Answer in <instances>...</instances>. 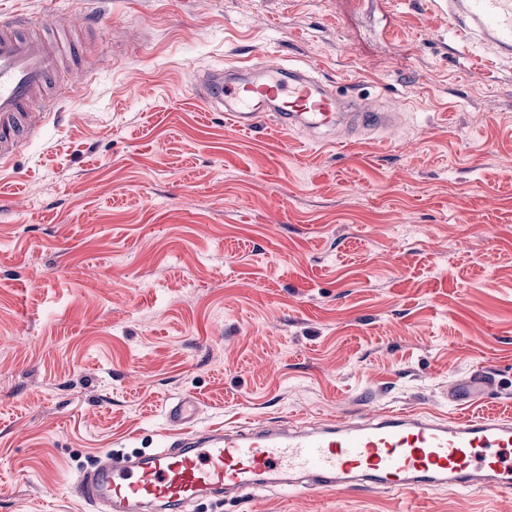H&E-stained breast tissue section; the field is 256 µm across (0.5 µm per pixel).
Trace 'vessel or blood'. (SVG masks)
Masks as SVG:
<instances>
[{
    "instance_id": "1",
    "label": "vessel or blood",
    "mask_w": 512,
    "mask_h": 512,
    "mask_svg": "<svg viewBox=\"0 0 512 512\" xmlns=\"http://www.w3.org/2000/svg\"><path fill=\"white\" fill-rule=\"evenodd\" d=\"M448 23L461 40L482 34L501 54L512 53V0H448ZM19 15L0 19V162H8L41 127L42 112L57 107L54 85L71 59L67 19L47 17L42 32ZM256 81L238 68L212 69L198 95L225 110L235 129L252 131L274 113L284 131L305 127L325 141H350L357 130L389 129L397 115L368 100L343 104L333 85L310 70L261 53ZM489 380L475 374L448 394L465 403L485 397ZM197 398L184 394L164 407L172 433L150 454L105 451L74 480V496L95 512H186L206 496L257 492L276 484L285 491L350 487L414 492L438 485L467 490L479 485L512 492V420L486 414L457 420L421 412L380 411L294 427L280 422L196 427Z\"/></svg>"
}]
</instances>
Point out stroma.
<instances>
[{
	"label": "stroma",
	"instance_id": "35a3bbf8",
	"mask_svg": "<svg viewBox=\"0 0 512 512\" xmlns=\"http://www.w3.org/2000/svg\"><path fill=\"white\" fill-rule=\"evenodd\" d=\"M75 16L93 79L0 164V512H92L107 450L382 409L512 416V58L431 0H0ZM394 131L323 145L208 111L197 72L264 51ZM490 401L456 405L472 373ZM195 512H512L436 486Z\"/></svg>",
	"mask_w": 512,
	"mask_h": 512
}]
</instances>
